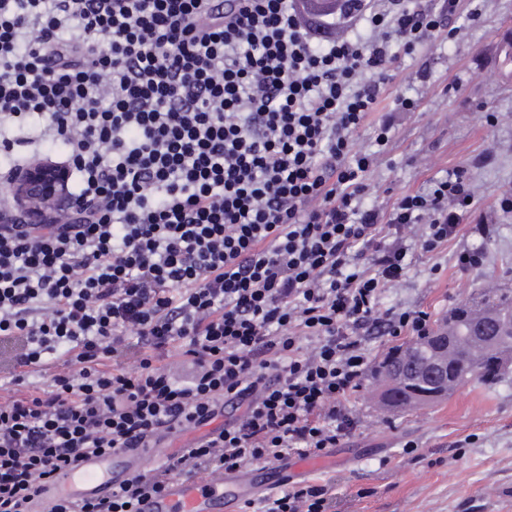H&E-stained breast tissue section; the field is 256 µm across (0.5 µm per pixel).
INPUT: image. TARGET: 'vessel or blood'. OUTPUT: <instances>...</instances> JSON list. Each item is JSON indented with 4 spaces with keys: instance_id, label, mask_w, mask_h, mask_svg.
Returning <instances> with one entry per match:
<instances>
[{
    "instance_id": "obj_1",
    "label": "vessel or blood",
    "mask_w": 512,
    "mask_h": 512,
    "mask_svg": "<svg viewBox=\"0 0 512 512\" xmlns=\"http://www.w3.org/2000/svg\"><path fill=\"white\" fill-rule=\"evenodd\" d=\"M165 447L121 450L106 456H91L71 471L55 474L46 487L44 502L35 512H47L49 503L58 499L83 500L118 488L148 459H158ZM310 459L284 462L269 469L257 467L245 471H227L203 482L174 480L158 495L143 500L140 512H233L234 504L248 500L265 490L288 486L299 474L308 472Z\"/></svg>"
}]
</instances>
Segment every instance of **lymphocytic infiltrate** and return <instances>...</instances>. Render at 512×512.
I'll return each instance as SVG.
<instances>
[{
	"mask_svg": "<svg viewBox=\"0 0 512 512\" xmlns=\"http://www.w3.org/2000/svg\"><path fill=\"white\" fill-rule=\"evenodd\" d=\"M464 6L336 0L330 29L306 0H0V169L52 137L75 177L60 219L0 224V512H32L87 455L192 428L120 488L50 512H136L171 480L318 458L357 430L355 394L431 330L386 294L474 208L460 167L365 200L419 105L379 109L402 56L457 38ZM375 111L379 149H357ZM335 506L310 480L252 512Z\"/></svg>",
	"mask_w": 512,
	"mask_h": 512,
	"instance_id": "1",
	"label": "lymphocytic infiltrate"
}]
</instances>
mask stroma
<instances>
[{
  "mask_svg": "<svg viewBox=\"0 0 512 512\" xmlns=\"http://www.w3.org/2000/svg\"><path fill=\"white\" fill-rule=\"evenodd\" d=\"M476 5L480 16L460 18L457 39L419 47L397 71L393 90L422 101L403 117L370 179V198L381 202L425 190L439 171L484 151L494 155L475 171V213L464 217L462 236L434 255L414 250L406 282L386 300L435 321L485 289H512V213L499 206L512 194V63L496 38L512 26V0ZM424 64L432 73L425 91L414 78ZM480 214L491 235L478 230ZM468 246L483 249L484 263L463 271L457 254ZM373 389L366 384L354 400L362 425L337 448L340 462L308 474L332 486L336 512H512V378L472 382L399 415L386 414Z\"/></svg>",
  "mask_w": 512,
  "mask_h": 512,
  "instance_id": "stroma-1",
  "label": "stroma"
}]
</instances>
